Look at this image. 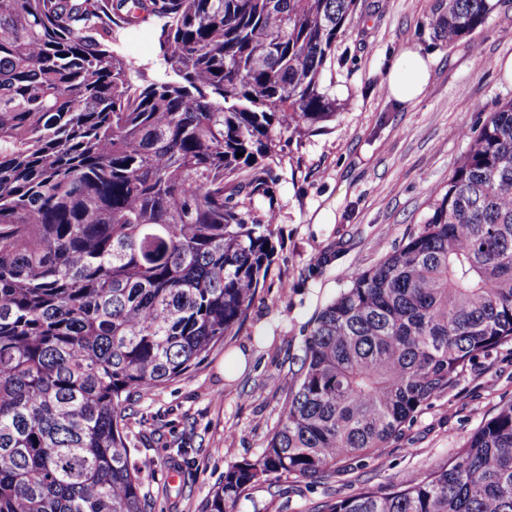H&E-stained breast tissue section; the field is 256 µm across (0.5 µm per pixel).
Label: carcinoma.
I'll use <instances>...</instances> for the list:
<instances>
[{
    "label": "carcinoma",
    "mask_w": 512,
    "mask_h": 512,
    "mask_svg": "<svg viewBox=\"0 0 512 512\" xmlns=\"http://www.w3.org/2000/svg\"><path fill=\"white\" fill-rule=\"evenodd\" d=\"M356 2L0 0V512H146L121 405L246 320L277 253L256 203L283 134L341 109L326 80ZM490 10L440 0L429 25L451 43ZM153 22L141 87L112 35ZM510 341L512 100L423 228L317 314L276 430L207 512L383 447ZM323 512H512V402L450 461Z\"/></svg>",
    "instance_id": "cac0c4a2"
}]
</instances>
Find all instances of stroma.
<instances>
[{
    "label": "stroma",
    "instance_id": "stroma-1",
    "mask_svg": "<svg viewBox=\"0 0 512 512\" xmlns=\"http://www.w3.org/2000/svg\"><path fill=\"white\" fill-rule=\"evenodd\" d=\"M438 0H358L336 42L331 89L344 104L325 131L282 140L271 213L278 256L245 323L184 376L146 389L123 411L130 462L139 468L147 512H206L228 466L256 458L286 400L282 378L301 353L311 320L347 286L419 232L431 194L447 186L457 158L512 83L498 69L512 57V0L493 9L474 41L436 39L429 18ZM114 50L145 86L158 75L153 27L116 31ZM429 58L420 100L387 93L398 56ZM337 252L331 265L317 260ZM512 400V343L477 357L384 448L315 482L288 478L254 491L241 512H320L362 489L385 491L453 457L480 423ZM182 472L169 482L168 470Z\"/></svg>",
    "mask_w": 512,
    "mask_h": 512
}]
</instances>
